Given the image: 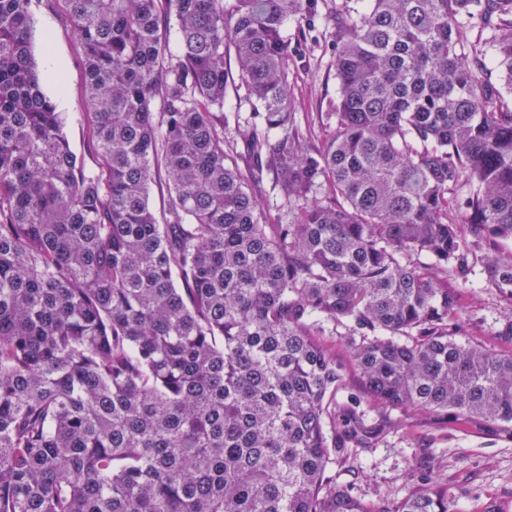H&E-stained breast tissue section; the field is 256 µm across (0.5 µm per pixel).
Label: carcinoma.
<instances>
[{"label": "carcinoma", "mask_w": 512, "mask_h": 512, "mask_svg": "<svg viewBox=\"0 0 512 512\" xmlns=\"http://www.w3.org/2000/svg\"><path fill=\"white\" fill-rule=\"evenodd\" d=\"M65 2L93 170L40 89L35 0H0V512H457L430 472L393 507L330 479L365 430L321 337L351 324L370 402L512 438V353L456 339L447 280L461 226L512 239V0H342L318 146L286 36L315 0ZM485 275L512 300L511 254Z\"/></svg>", "instance_id": "cac0c4a2"}]
</instances>
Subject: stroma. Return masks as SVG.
I'll return each mask as SVG.
<instances>
[{"label": "stroma", "instance_id": "stroma-1", "mask_svg": "<svg viewBox=\"0 0 512 512\" xmlns=\"http://www.w3.org/2000/svg\"><path fill=\"white\" fill-rule=\"evenodd\" d=\"M341 0H318L320 17L310 32L289 28L292 54L289 81L295 109L312 143L327 131L325 112L337 96L335 29L329 20ZM50 41V58L40 60L42 89L65 118L64 131L72 151L87 165L89 151L82 47L69 20L64 0H40L36 11L33 48ZM489 253H468L469 275L449 274L448 288L461 304V340L512 353V338L503 335L512 322V301L485 284ZM370 433L366 447L346 449L329 467L337 485L367 504H397L421 470L433 468L457 497L459 512L494 506L512 512V438L488 425L459 426L455 417L417 410L391 409L369 403L359 408Z\"/></svg>", "mask_w": 512, "mask_h": 512}]
</instances>
